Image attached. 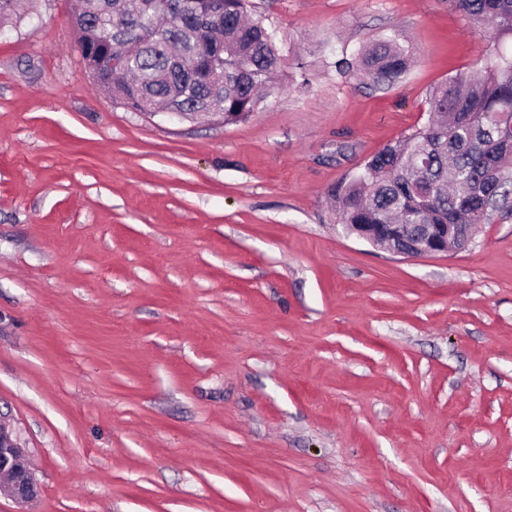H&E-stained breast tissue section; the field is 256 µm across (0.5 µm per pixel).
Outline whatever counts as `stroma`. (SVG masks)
<instances>
[{
  "label": "stroma",
  "mask_w": 512,
  "mask_h": 512,
  "mask_svg": "<svg viewBox=\"0 0 512 512\" xmlns=\"http://www.w3.org/2000/svg\"><path fill=\"white\" fill-rule=\"evenodd\" d=\"M253 2L283 67L231 125L101 92L74 0L0 32V422L38 483L0 512H512V219L403 258L328 198L493 31ZM394 33L387 89L327 65Z\"/></svg>",
  "instance_id": "stroma-1"
}]
</instances>
